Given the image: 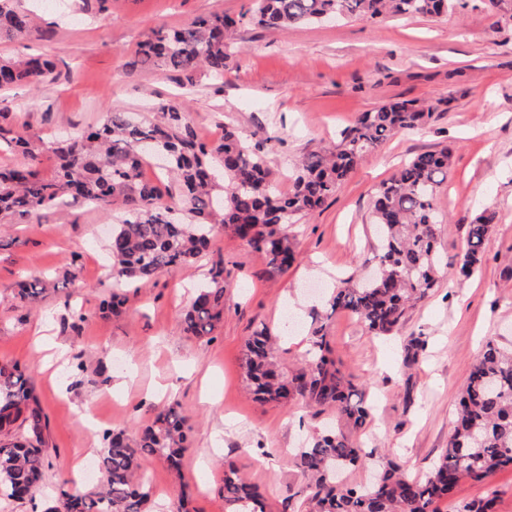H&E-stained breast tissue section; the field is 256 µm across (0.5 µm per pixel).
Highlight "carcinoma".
<instances>
[{
	"label": "carcinoma",
	"mask_w": 512,
	"mask_h": 512,
	"mask_svg": "<svg viewBox=\"0 0 512 512\" xmlns=\"http://www.w3.org/2000/svg\"><path fill=\"white\" fill-rule=\"evenodd\" d=\"M457 0H252L249 9L231 16L215 12L175 31L159 29L141 42L133 65L193 74L204 69L221 78L229 59V39L247 21L268 31L330 19L381 16L438 17ZM36 28V16L0 0V38L21 39ZM52 61L0 57V87L21 81L56 79ZM430 109L399 100L362 113L341 131L336 150L313 152L301 160L293 190L278 194L265 157L233 128L209 145L198 139L185 113L160 108L157 118L111 112L96 126L53 139L55 174L36 170L37 156L21 127L0 125V153L15 152L24 161L0 171V219L82 202L108 214L122 210L112 228L108 252L112 274L130 285H146L167 268L192 262L208 250L215 225L247 242L270 271L283 273L296 261L293 224L320 208L343 185L362 154L393 135L422 128ZM451 150L425 152L408 160L377 190L373 223L380 237L373 257L376 274L360 287L336 289L326 316L315 314L303 364L284 371L272 336L263 326L245 341L242 369L254 398L262 403L300 401L321 412L333 409L346 428L330 427L308 439L294 466L308 481L310 512H441L463 479L485 482L499 469L512 467V349L486 343L473 364L459 398L448 448L424 476L384 459L370 482L353 486L341 476L373 456L361 437L370 421L364 390L336 368L326 321L349 312L377 337L397 335L408 309L427 298L442 270L450 280L468 279L482 262L495 213L484 210L468 224L467 241L448 264L438 248L436 200L448 175ZM162 162L180 185L175 204L162 189L142 179L143 164ZM230 273L215 262L209 282L198 289L184 315V332L212 335L224 317V293ZM426 341L413 336L401 345L402 368L412 369ZM186 415L175 404L159 411L136 435L108 430L98 458L102 485L82 491L70 480L54 486L47 512H146L150 486L141 460L153 456L179 469L186 451ZM47 419L30 377L18 364L0 362V496L23 501L44 485ZM224 503L230 512H264L259 488L224 466Z\"/></svg>",
	"instance_id": "carcinoma-1"
}]
</instances>
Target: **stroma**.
<instances>
[{"mask_svg":"<svg viewBox=\"0 0 512 512\" xmlns=\"http://www.w3.org/2000/svg\"><path fill=\"white\" fill-rule=\"evenodd\" d=\"M37 10L41 30L24 41L0 40V56H47L56 78L0 88V125H24L41 175L56 161L46 146L55 134L77 133L110 112L146 113L165 105L185 112L210 144L236 127L259 147L279 192L292 187L296 163L335 148L361 113L397 99L433 107L419 130L392 136L367 151L341 189L294 226L297 260L273 275L245 242L216 229L209 251L169 268L140 288L112 278L106 248L113 218L72 204L40 216L14 215L0 225V361L29 374L48 417L46 489L34 500L0 499V512H45L61 478L82 488L80 462L98 457L109 429L136 433L163 407L180 405L188 449L179 470L144 457L153 502L187 512H226L224 463L264 493L265 512H304L307 482L292 459L305 436L337 423L335 411L299 402L264 405L249 394L241 369L244 342L266 325L284 369L308 348L313 311H325L334 288L358 284L378 249L372 203L381 183L414 155L452 149L438 210L439 249L454 258L467 226L485 209L496 213L480 271L459 284L440 282L410 310L397 337L373 336L355 317L327 326L337 366L373 402L363 436L373 459L353 471L360 482L377 458L397 459L412 473L438 461L453 430V409L471 365L488 339L512 344V0L495 9L480 0L439 19L348 18L285 31L240 26L223 78L197 71L135 67L140 41L154 30L180 29L214 12L238 15L250 0H108L84 11L80 0H19ZM230 273L224 321L213 338L185 335L184 311L216 261ZM43 280L33 299L20 282ZM121 313H104L112 293ZM427 341L420 362L403 373V339ZM412 380L414 405H405ZM488 498L493 512H512V468L483 484L461 482L442 512Z\"/></svg>","mask_w":512,"mask_h":512,"instance_id":"stroma-1","label":"stroma"}]
</instances>
